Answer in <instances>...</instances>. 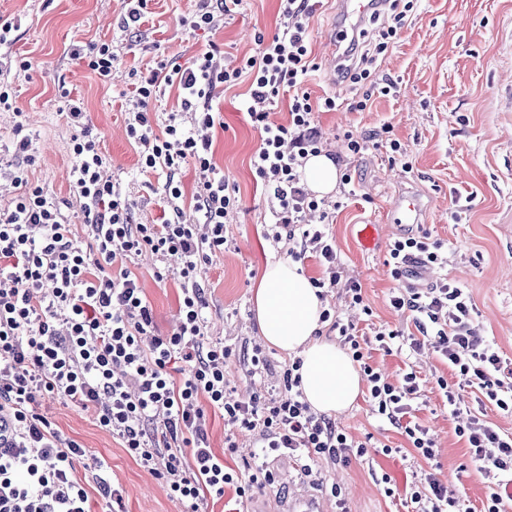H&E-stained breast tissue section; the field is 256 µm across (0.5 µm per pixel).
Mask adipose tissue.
Wrapping results in <instances>:
<instances>
[{
    "label": "adipose tissue",
    "instance_id": "adipose-tissue-1",
    "mask_svg": "<svg viewBox=\"0 0 512 512\" xmlns=\"http://www.w3.org/2000/svg\"><path fill=\"white\" fill-rule=\"evenodd\" d=\"M254 304L266 343L301 358V385L310 407L338 414L352 406L360 394L361 375L343 349L319 337L323 302L297 265L269 264L255 290Z\"/></svg>",
    "mask_w": 512,
    "mask_h": 512
}]
</instances>
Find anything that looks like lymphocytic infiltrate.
Segmentation results:
<instances>
[{
  "label": "lymphocytic infiltrate",
  "instance_id": "obj_1",
  "mask_svg": "<svg viewBox=\"0 0 512 512\" xmlns=\"http://www.w3.org/2000/svg\"><path fill=\"white\" fill-rule=\"evenodd\" d=\"M320 4L279 0L282 27L272 37L257 36L255 53L241 61L218 64L213 46L186 64L162 60L147 68L128 101L127 133L140 149L142 168L165 175L168 201L176 203L182 197L176 175L184 165L204 172L213 168L208 131L223 122L213 106L216 88L249 77L243 108L260 136L251 166L271 193V238L293 241L288 254L294 260L317 259L325 275L313 279V287L344 288L351 307L361 310L362 288L343 279L336 244L325 228L344 202L316 197L301 181L305 159L323 147L315 113L339 107L336 97L312 95L304 85L316 68L308 26ZM413 9L414 0H392L388 11L370 14L366 25L342 43L337 78L363 92L352 101V110H365L373 95L395 91L393 80L378 78L375 64L398 40ZM171 86L180 92L181 111H153L152 100ZM283 93L288 96L284 124L271 117ZM60 96L75 129L73 187L95 248L81 247L60 205L32 181V142L18 140L16 151L26 162L6 177L19 193L0 209V417L8 418L14 430L12 440L0 445V512H90L87 493L73 478L74 461L84 450L38 412L37 398L44 394L93 410L99 425L122 441L139 466L164 481L183 512H199L205 495L221 498L229 489L234 504H243L274 483L267 466L273 455L295 458L306 477L312 476L315 459L346 463L364 457L366 443L306 402L300 360L284 370L279 388L243 400L229 380L230 347L205 341L201 266L223 251L224 221L237 205L223 177L196 187L194 207L205 233L176 217L159 224L134 223L132 202L102 174L105 157L82 103L66 89ZM186 110L193 111L200 134L185 130ZM315 212L321 223H307V215ZM147 252L162 262H179V321L168 336L155 334L152 310L132 272L107 271L116 260ZM447 263L443 243L428 233L389 243L384 264L400 283L389 301L396 311L410 314L414 328L384 327L376 331L375 341L387 352L397 347L415 353L431 346L448 366L451 378H437L436 384L459 421L457 436L491 487L483 512H502L504 477L512 475V435L473 413L464 394L478 392L512 414V368L493 344L477 338L467 288L445 280L423 283L425 270ZM332 323L370 384L376 417L401 430L420 456L434 461V439L413 417L421 397L416 371L406 368L399 380L388 381L368 363L357 325ZM210 408L222 412L228 429L255 435L258 451L245 471L228 466L211 448ZM405 492L412 512H470L464 500L449 497L433 471Z\"/></svg>",
  "mask_w": 512,
  "mask_h": 512
}]
</instances>
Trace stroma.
Here are the masks:
<instances>
[{"label": "stroma", "instance_id": "35a3bbf8", "mask_svg": "<svg viewBox=\"0 0 512 512\" xmlns=\"http://www.w3.org/2000/svg\"><path fill=\"white\" fill-rule=\"evenodd\" d=\"M199 6V0H150L147 18L133 31L123 26L124 0H0V16L20 25L12 51L31 64L13 80L17 112H0V169L17 164L14 143L18 135H27L37 155L33 181L44 185L70 215L84 246L94 241L74 193V130L58 88L66 86L83 103L101 138L105 176L136 202L134 223L159 222L170 208L162 182L142 170L139 150L126 133L124 95L132 91L136 72L160 59L186 63L212 43L228 57L240 59L254 53L257 35H273L281 24L277 0H242L219 29L186 34L180 20ZM336 7L337 0H324L310 21L317 69L305 84L314 95L344 101L338 111L316 116L326 152L338 157L340 167L352 170L358 192L337 211L329 232L345 277L360 283L370 312L348 308L338 288L327 290L326 305L341 319L357 322L369 338L381 326L410 327V320L389 303L397 283L384 264L385 250H364L359 232L363 225L379 224L385 238L398 236V228L384 223L383 215L396 192L411 191L427 208L423 229L448 246L447 267L426 271L425 281L445 278L468 288L481 334L512 360V102L505 98L512 91V0H419L397 43L377 61L379 75L396 81V94L372 98L361 112L346 106L349 89L331 82L325 73L334 62L325 34ZM97 42L110 43L115 56L114 78L107 84L69 54L72 45ZM246 90L241 84L218 91L214 99L224 126L213 132V162L240 208L225 220L226 249L213 255L202 273L205 338L231 348L229 378L241 395L254 388L244 364L262 341L253 311L254 290L268 264L288 257L287 243L266 237L269 194L250 167L260 140L242 107ZM386 123L392 126V138L412 154V172H404L382 149L351 155L340 137L345 130L368 136ZM465 199L470 202L466 219L452 223L451 211ZM128 268L152 307L157 333L170 334L178 318L177 275L149 254ZM416 369L421 379L416 415L436 440L440 476L449 492L480 512L489 489L464 440L456 435L457 421L435 384L436 377L448 376L449 370L428 351L417 357ZM38 410L55 431L84 448L73 477L87 492L92 512L116 507L99 491L94 471L99 460L122 490L117 506L121 512H181L165 483L141 469L121 441L99 426L92 410L50 395L39 398ZM334 420L355 439L370 440L374 449L346 465L317 460L325 483L312 491L322 500L324 512H336L337 499L330 494L334 486L340 487L348 512H407L404 488L426 470L425 461L404 435L376 418L367 393H360ZM384 444L393 447V454L380 453ZM386 474L397 487L390 497L381 482Z\"/></svg>", "mask_w": 512, "mask_h": 512}]
</instances>
